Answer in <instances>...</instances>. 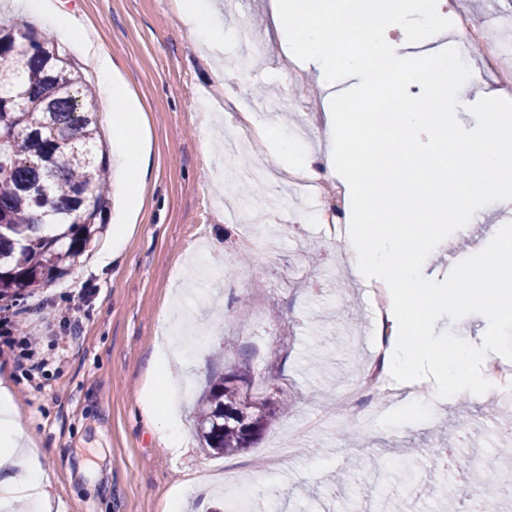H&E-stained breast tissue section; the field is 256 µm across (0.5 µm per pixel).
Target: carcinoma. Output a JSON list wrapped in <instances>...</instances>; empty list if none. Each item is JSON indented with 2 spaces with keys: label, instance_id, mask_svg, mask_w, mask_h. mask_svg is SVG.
<instances>
[{
  "label": "carcinoma",
  "instance_id": "cac0c4a2",
  "mask_svg": "<svg viewBox=\"0 0 512 512\" xmlns=\"http://www.w3.org/2000/svg\"><path fill=\"white\" fill-rule=\"evenodd\" d=\"M0 300L18 299L62 278L86 249L108 207L107 160L97 154L94 97L80 72L25 22L0 27ZM51 225L43 233L41 227ZM248 373L212 377L198 404L202 447L234 455L252 447L288 404L247 393ZM496 452L472 465L476 498L493 507L484 487L512 476Z\"/></svg>",
  "mask_w": 512,
  "mask_h": 512
}]
</instances>
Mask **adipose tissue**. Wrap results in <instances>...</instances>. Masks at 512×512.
<instances>
[{
    "label": "adipose tissue",
    "instance_id": "obj_1",
    "mask_svg": "<svg viewBox=\"0 0 512 512\" xmlns=\"http://www.w3.org/2000/svg\"><path fill=\"white\" fill-rule=\"evenodd\" d=\"M273 19L289 52L313 62L318 80H352L353 105L325 114L323 157L277 144V166L308 171L344 188L348 224L344 246L359 259L365 282L393 288V334L386 353L391 375L434 362L440 344L428 323L442 307L466 301L512 317V226L497 229L489 278L474 268L437 286L420 256L442 226L468 223L488 200L512 199V113L500 90L467 64L464 43L431 56L417 49L440 26L437 0H274ZM425 89L422 105L404 102L411 83ZM451 154L462 176L449 187L435 165ZM484 357L454 348L442 372L456 391H485L469 375ZM0 500H25L32 512H52L47 480L7 390H0Z\"/></svg>",
    "mask_w": 512,
    "mask_h": 512
}]
</instances>
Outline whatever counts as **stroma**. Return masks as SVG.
Wrapping results in <instances>:
<instances>
[{
    "instance_id": "obj_1",
    "label": "stroma",
    "mask_w": 512,
    "mask_h": 512,
    "mask_svg": "<svg viewBox=\"0 0 512 512\" xmlns=\"http://www.w3.org/2000/svg\"><path fill=\"white\" fill-rule=\"evenodd\" d=\"M58 24L37 29L89 80L97 73L85 44L112 58V75L126 86L120 110L137 113L142 154L139 188L127 192L116 142L122 133L114 110L97 105L110 169V205L87 253L56 282L24 299L0 301V314L18 313V334L43 337L50 362L28 379L20 350L0 339V378L28 436L47 450L41 465L54 512H210L217 498L239 501L245 512H333L347 489L359 493V512H436L428 487H394L381 498L380 471L407 467L440 471L454 486L447 452L485 456L504 447L496 423L485 415L486 394L448 391L432 412L404 415L412 400L401 394L373 403L360 419L322 416L357 383L375 345L371 288L356 280L343 258L341 238L311 216L323 203L313 194L302 206L282 210L288 186L269 160L273 138L296 139L323 152L326 94L311 63L287 54L270 23L271 0H247L244 13H225L221 0L205 5L224 31V51L207 55L184 25L174 0H54ZM507 0H455L454 11L483 30L473 60L481 77L499 84L512 74L497 40ZM259 30L256 43L240 41V24ZM247 68H240V61ZM238 64L239 97L225 102L212 67ZM251 109L268 134L254 164L257 182L224 168L222 126L226 112ZM489 223L472 221L467 234L447 227L432 239L422 260L446 276L494 245ZM128 226L122 244L115 225ZM268 238L239 257L245 236ZM118 258H111L112 249ZM86 291L78 310L69 300ZM185 324V351L169 361L168 374L183 398L175 415L186 438L166 447L150 410L162 389L148 363L168 325ZM430 333L448 347L496 339L493 358L512 363V327L466 307L442 310ZM206 355L196 369L194 352ZM245 367L248 392L284 399L287 416L275 421L254 447L235 455L206 454L195 431L193 407L207 379ZM317 429L300 457L280 467L255 468L269 448L297 427ZM354 463L352 478L342 467Z\"/></svg>"
}]
</instances>
